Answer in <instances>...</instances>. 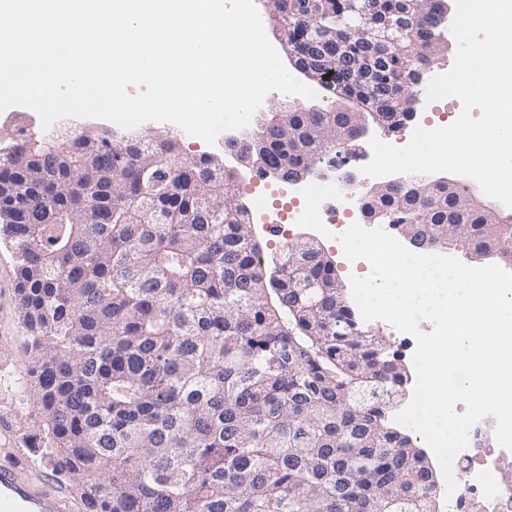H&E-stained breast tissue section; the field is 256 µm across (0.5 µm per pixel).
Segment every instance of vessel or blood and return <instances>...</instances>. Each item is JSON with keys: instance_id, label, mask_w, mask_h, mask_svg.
<instances>
[{"instance_id": "b4317fda", "label": "vessel or blood", "mask_w": 512, "mask_h": 512, "mask_svg": "<svg viewBox=\"0 0 512 512\" xmlns=\"http://www.w3.org/2000/svg\"><path fill=\"white\" fill-rule=\"evenodd\" d=\"M70 497L49 480H34L15 464H0V512H72Z\"/></svg>"}]
</instances>
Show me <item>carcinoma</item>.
<instances>
[{
    "mask_svg": "<svg viewBox=\"0 0 512 512\" xmlns=\"http://www.w3.org/2000/svg\"><path fill=\"white\" fill-rule=\"evenodd\" d=\"M293 32L297 72L311 36L341 47L328 91L391 130L413 117L404 79L430 65V0H327L299 17L270 0ZM410 21L403 49H376L375 19ZM378 54L360 81L347 65ZM257 127L258 169L324 154L343 111L296 109ZM0 150V233L17 261V308L41 423L35 461L92 512H440L424 451L389 424L408 381L383 335L363 327L332 260L305 239L272 259L254 240L232 172L180 156L176 136L112 131ZM423 198L373 197L381 220L428 224L461 247L512 224L430 176ZM308 282L310 288L298 284Z\"/></svg>",
    "mask_w": 512,
    "mask_h": 512,
    "instance_id": "1",
    "label": "carcinoma"
}]
</instances>
